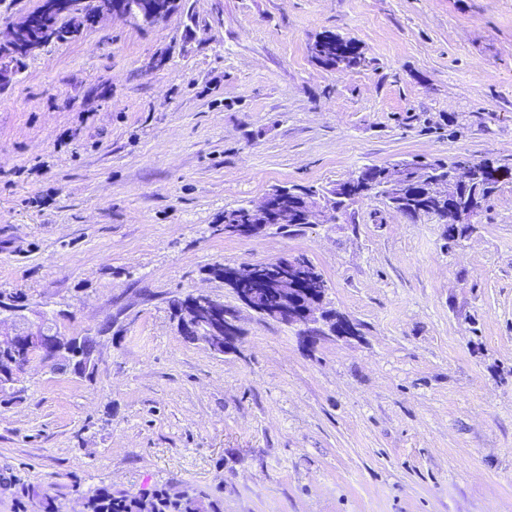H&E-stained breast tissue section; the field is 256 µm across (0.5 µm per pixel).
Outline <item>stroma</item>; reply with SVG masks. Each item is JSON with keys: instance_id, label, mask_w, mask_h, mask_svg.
<instances>
[{"instance_id": "1", "label": "stroma", "mask_w": 512, "mask_h": 512, "mask_svg": "<svg viewBox=\"0 0 512 512\" xmlns=\"http://www.w3.org/2000/svg\"><path fill=\"white\" fill-rule=\"evenodd\" d=\"M332 32L363 67L309 46ZM0 84V292L99 340L93 379L32 363L0 405V512L98 490L205 512H512V183L446 248L381 198L225 236L272 188L418 158L512 165V0H181L103 18ZM303 257L356 328L305 348L215 265ZM203 292L235 352L186 341ZM117 1H123L121 10ZM178 0H111L101 1L97 16L120 17L129 25L146 29L156 26L174 11Z\"/></svg>"}]
</instances>
